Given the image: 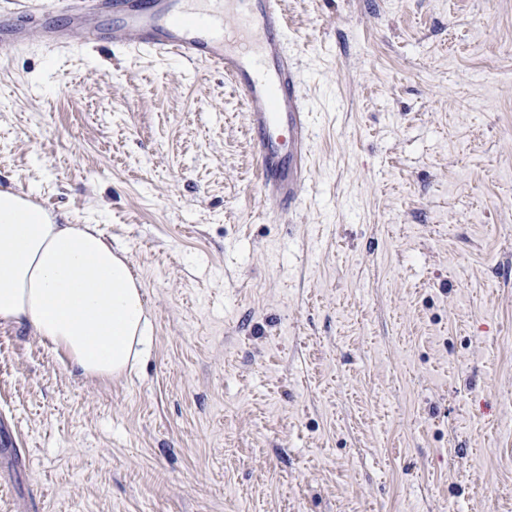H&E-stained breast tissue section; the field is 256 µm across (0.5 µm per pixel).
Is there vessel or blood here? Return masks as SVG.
Wrapping results in <instances>:
<instances>
[{"label":"vessel or blood","mask_w":512,"mask_h":512,"mask_svg":"<svg viewBox=\"0 0 512 512\" xmlns=\"http://www.w3.org/2000/svg\"><path fill=\"white\" fill-rule=\"evenodd\" d=\"M66 5L70 23L59 29L48 22L44 0H25L9 23L0 24V48L81 39L222 70L248 106L247 129L265 197L283 210L300 200L310 179L313 142L297 68L285 47L282 0H208L207 8L190 12L181 10L178 0H66ZM109 10L120 14L121 22L106 33L96 18ZM0 190L24 207L51 212L37 193L8 183Z\"/></svg>","instance_id":"obj_1"}]
</instances>
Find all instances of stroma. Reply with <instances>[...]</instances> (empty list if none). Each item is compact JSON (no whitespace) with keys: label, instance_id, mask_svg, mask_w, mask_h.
Segmentation results:
<instances>
[{"label":"stroma","instance_id":"obj_1","mask_svg":"<svg viewBox=\"0 0 512 512\" xmlns=\"http://www.w3.org/2000/svg\"><path fill=\"white\" fill-rule=\"evenodd\" d=\"M314 135L274 221L221 71L0 50V182L124 248L118 380L0 325V512H512V0H285Z\"/></svg>","mask_w":512,"mask_h":512}]
</instances>
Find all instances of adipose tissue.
<instances>
[{
	"instance_id": "ef3b65f1",
	"label": "adipose tissue",
	"mask_w": 512,
	"mask_h": 512,
	"mask_svg": "<svg viewBox=\"0 0 512 512\" xmlns=\"http://www.w3.org/2000/svg\"><path fill=\"white\" fill-rule=\"evenodd\" d=\"M0 323L29 326L83 377H122L152 345L124 249L97 225L52 223L2 192Z\"/></svg>"
}]
</instances>
